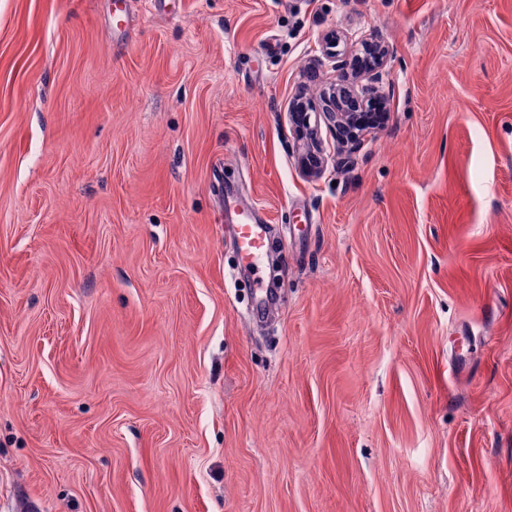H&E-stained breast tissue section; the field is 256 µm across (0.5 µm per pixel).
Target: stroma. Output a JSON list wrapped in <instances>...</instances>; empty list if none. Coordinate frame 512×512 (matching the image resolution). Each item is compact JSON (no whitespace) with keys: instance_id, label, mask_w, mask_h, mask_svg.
I'll return each instance as SVG.
<instances>
[{"instance_id":"stroma-1","label":"stroma","mask_w":512,"mask_h":512,"mask_svg":"<svg viewBox=\"0 0 512 512\" xmlns=\"http://www.w3.org/2000/svg\"><path fill=\"white\" fill-rule=\"evenodd\" d=\"M133 2L0 0V512H512V0ZM372 50L375 52V62L373 66L369 69L370 74L368 75L369 84L362 87V92L359 93L356 90H343L347 95L360 100L362 95L369 94L370 91L376 89V84L379 83V79L382 76V71L387 64V59L389 56V49L387 46L383 44H375L372 45ZM336 109L346 112H323L326 118L333 123L339 132L346 137L351 147L343 157V167L352 165L354 163L353 154L354 146L357 145L366 130L355 132L356 127H362L361 113L365 114V119L370 123H376L381 120L380 113L387 112L384 104L375 99H369L365 102L354 101L346 99L341 93L336 94ZM361 112V113H359ZM350 129L351 132L347 133L345 130ZM235 235L241 261L248 266H256L264 255L267 245L264 225L260 224L252 213L243 214L235 226Z\"/></svg>"}]
</instances>
